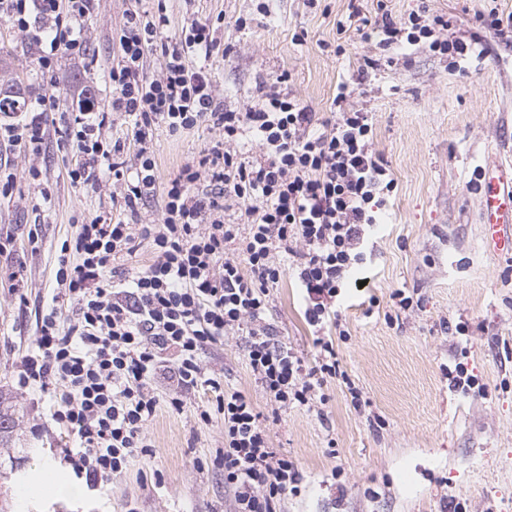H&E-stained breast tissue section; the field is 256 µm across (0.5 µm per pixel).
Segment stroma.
<instances>
[{
  "label": "stroma",
  "mask_w": 512,
  "mask_h": 512,
  "mask_svg": "<svg viewBox=\"0 0 512 512\" xmlns=\"http://www.w3.org/2000/svg\"><path fill=\"white\" fill-rule=\"evenodd\" d=\"M265 2L267 14L256 6ZM394 18L418 6L448 16L462 40L476 32V13H512V0H386ZM168 35L179 40L192 20L223 15L215 36L230 54L206 65L225 105H252L257 84L289 73L288 90L312 111L330 108L339 83L351 81L365 59L380 65L348 99L370 113L372 149L387 162L397 188L382 224L372 235L369 284L347 298L339 321L314 332L292 278L269 293L267 320L278 339L308 365L319 350L315 338L332 339L348 378L328 380L320 409L294 407L271 421L272 406L244 358V337L229 335L224 347L201 360L224 387L249 399L263 416L278 452L298 467L302 482L288 494L283 512H494L512 503V256L487 252L479 222L486 162H512V46L484 35L482 55L456 63L423 46H404L385 63L376 41L338 34L349 0H167ZM127 0H99L85 24V45L100 65L87 69L66 58L54 75L33 66L36 46L26 33L0 22V89L30 97L49 93L60 111L86 83L102 95L111 88L103 67ZM343 44L342 54L330 47ZM209 126L177 134L158 130V176L167 180L209 144ZM17 174L11 197L0 198V229L26 242L37 228L35 249L23 263L24 294L10 292V262L0 261V410L14 427L0 440V512H230L232 496L213 454L224 428L197 415L208 397L188 399L182 413L161 408L145 435L151 457L135 459L100 494L74 476L63 458L67 433L48 420L49 397L17 385L20 360L35 326V311L50 298L56 246L73 236L75 216L111 211L109 197L70 185L56 146L32 159L14 153ZM50 171V203L26 173L31 163ZM411 296L398 310L395 291ZM462 367L475 381L454 387L449 373ZM365 405L355 410L349 386ZM58 487L38 491L44 467ZM158 473L160 487L140 480Z\"/></svg>",
  "instance_id": "1"
}]
</instances>
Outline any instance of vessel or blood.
Instances as JSON below:
<instances>
[{
	"label": "vessel or blood",
	"mask_w": 512,
	"mask_h": 512,
	"mask_svg": "<svg viewBox=\"0 0 512 512\" xmlns=\"http://www.w3.org/2000/svg\"><path fill=\"white\" fill-rule=\"evenodd\" d=\"M481 219L486 249L512 255V166L500 164L489 171Z\"/></svg>",
	"instance_id": "vessel-or-blood-1"
}]
</instances>
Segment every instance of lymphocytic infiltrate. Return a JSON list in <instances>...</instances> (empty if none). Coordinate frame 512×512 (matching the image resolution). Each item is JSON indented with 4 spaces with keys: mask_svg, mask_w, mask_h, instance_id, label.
<instances>
[{
    "mask_svg": "<svg viewBox=\"0 0 512 512\" xmlns=\"http://www.w3.org/2000/svg\"><path fill=\"white\" fill-rule=\"evenodd\" d=\"M96 0H0V17L28 33L38 48L34 63L50 73L64 57L91 68L82 38ZM480 32L470 41L441 38L451 26L419 7L394 19L386 4L375 18L352 7L338 33L379 36L386 48L426 42L450 58L475 52L483 34L512 43V13L479 14ZM166 0L147 10L134 4L123 14L118 51L107 70L112 99L100 106L96 86L83 85L70 111L58 112L54 96L15 97L0 107V150L33 156L48 142L71 156L72 186L108 191L111 216L83 217L54 260L56 288L35 314L31 344L21 361L22 390L59 391L56 423L72 435L64 457L87 487L105 490L115 474L151 453L145 428L157 414L155 387L169 385L170 408L182 411L196 392L211 393L201 421L219 419L224 445L214 462L232 493V512H280L301 475L287 455L273 448L269 429L253 403L228 392L202 364L209 348L230 334L245 338V358L275 411L326 402V379L340 377L332 341H320L318 364L307 365L278 340L266 322L269 293L286 272L303 290L305 317L314 327L334 315L341 291L363 272L377 210L396 188L384 160L371 150L368 113L346 108L347 83L332 101L338 120L317 116L285 87L287 75L259 88L247 109L224 105L204 67L188 57H211L223 47L216 22L194 20L180 41L169 42ZM162 59L148 75V56ZM122 117L127 132L108 131ZM217 134L197 157L159 182L155 137L200 123ZM259 148L250 155L242 138ZM158 198L161 221L145 224L143 210ZM244 208V220L227 219L228 202ZM149 241L154 260L132 276L119 263ZM289 256L288 266L274 253ZM76 308L65 314L63 301Z\"/></svg>",
    "mask_w": 512,
    "mask_h": 512,
    "instance_id": "lymphocytic-infiltrate-1",
    "label": "lymphocytic infiltrate"
}]
</instances>
